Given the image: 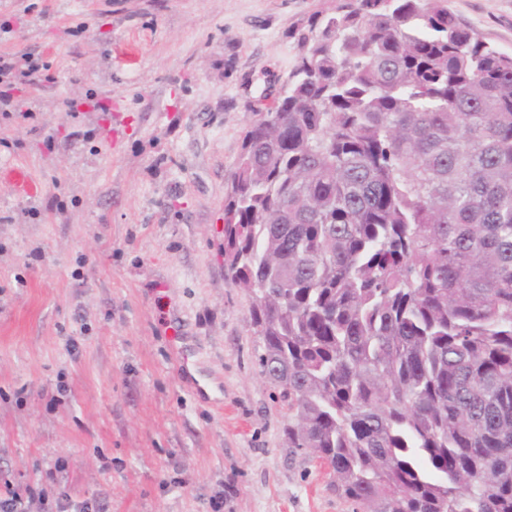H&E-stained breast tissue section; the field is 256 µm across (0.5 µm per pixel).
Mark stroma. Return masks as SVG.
I'll return each mask as SVG.
<instances>
[{"instance_id":"35a3bbf8","label":"stroma","mask_w":512,"mask_h":512,"mask_svg":"<svg viewBox=\"0 0 512 512\" xmlns=\"http://www.w3.org/2000/svg\"><path fill=\"white\" fill-rule=\"evenodd\" d=\"M512 52V0H446ZM328 0H0L33 116L0 118V478L106 512H352L290 459L251 300L224 273V194L288 33ZM191 336L220 401L179 369Z\"/></svg>"}]
</instances>
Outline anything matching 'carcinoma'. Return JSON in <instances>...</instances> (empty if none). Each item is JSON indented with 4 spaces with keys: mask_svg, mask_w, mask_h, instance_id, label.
Segmentation results:
<instances>
[{
    "mask_svg": "<svg viewBox=\"0 0 512 512\" xmlns=\"http://www.w3.org/2000/svg\"><path fill=\"white\" fill-rule=\"evenodd\" d=\"M443 2L292 29L224 197L289 453L356 512H512V53Z\"/></svg>",
    "mask_w": 512,
    "mask_h": 512,
    "instance_id": "cac0c4a2",
    "label": "carcinoma"
}]
</instances>
